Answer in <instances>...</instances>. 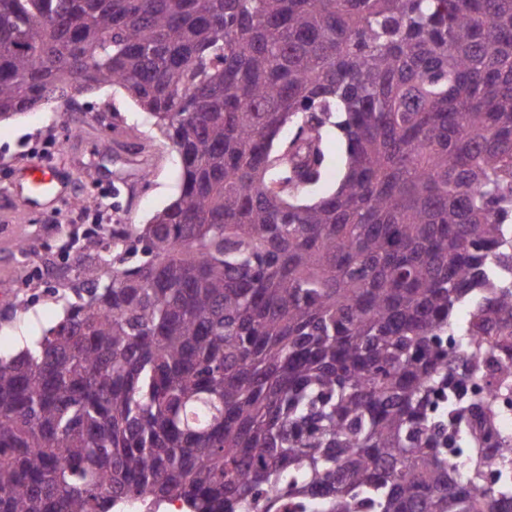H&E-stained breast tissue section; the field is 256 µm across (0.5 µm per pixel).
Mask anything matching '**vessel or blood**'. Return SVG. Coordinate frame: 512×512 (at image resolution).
Listing matches in <instances>:
<instances>
[{
    "label": "vessel or blood",
    "instance_id": "obj_1",
    "mask_svg": "<svg viewBox=\"0 0 512 512\" xmlns=\"http://www.w3.org/2000/svg\"><path fill=\"white\" fill-rule=\"evenodd\" d=\"M67 193L68 186L64 181L42 164L30 163L18 170L12 182L10 201L19 212L49 213Z\"/></svg>",
    "mask_w": 512,
    "mask_h": 512
}]
</instances>
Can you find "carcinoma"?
I'll return each instance as SVG.
<instances>
[{"label": "carcinoma", "mask_w": 512, "mask_h": 512, "mask_svg": "<svg viewBox=\"0 0 512 512\" xmlns=\"http://www.w3.org/2000/svg\"><path fill=\"white\" fill-rule=\"evenodd\" d=\"M105 85L180 189L0 357V512H512V0H0V121ZM327 170L323 181V190L331 191L343 173L344 147L336 130H331L325 138Z\"/></svg>", "instance_id": "carcinoma-1"}]
</instances>
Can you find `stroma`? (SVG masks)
Returning a JSON list of instances; mask_svg holds the SVG:
<instances>
[{
    "instance_id": "obj_1",
    "label": "stroma",
    "mask_w": 512,
    "mask_h": 512,
    "mask_svg": "<svg viewBox=\"0 0 512 512\" xmlns=\"http://www.w3.org/2000/svg\"><path fill=\"white\" fill-rule=\"evenodd\" d=\"M84 109L67 116L56 108L32 112L0 122V183L10 181L30 160L45 161L66 181L71 191L87 201L88 215L111 214L116 224H143L179 192V170L170 147L149 136L150 126L123 90L109 86L81 96ZM112 109L116 130L91 120L99 107ZM79 133L63 135L66 119ZM138 125L142 136L121 134L122 124ZM149 179H142L143 170ZM62 214H12L0 210V353L13 354L26 341L44 334L63 317L68 290L60 288L58 273L76 276L80 264L100 256L77 248L62 255ZM41 250L43 264L21 266L17 244Z\"/></svg>"
}]
</instances>
